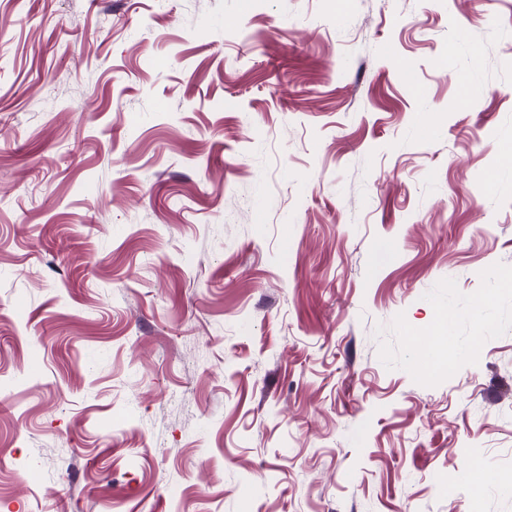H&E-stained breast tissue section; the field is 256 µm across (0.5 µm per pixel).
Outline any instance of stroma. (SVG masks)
I'll return each mask as SVG.
<instances>
[{
    "mask_svg": "<svg viewBox=\"0 0 512 512\" xmlns=\"http://www.w3.org/2000/svg\"><path fill=\"white\" fill-rule=\"evenodd\" d=\"M509 140L512 0H0V512H512Z\"/></svg>",
    "mask_w": 512,
    "mask_h": 512,
    "instance_id": "stroma-1",
    "label": "stroma"
}]
</instances>
